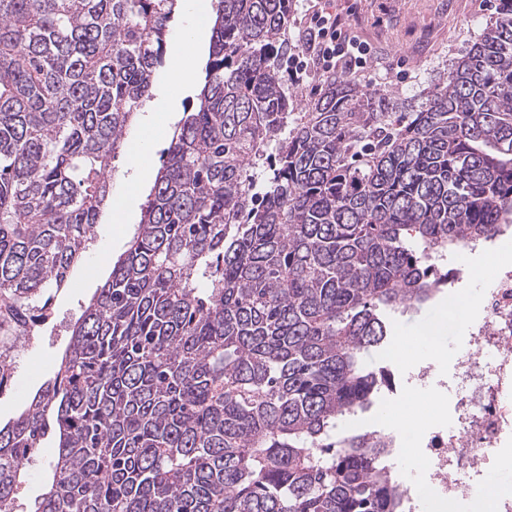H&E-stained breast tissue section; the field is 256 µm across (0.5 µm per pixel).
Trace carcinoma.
<instances>
[{"label":"carcinoma","mask_w":512,"mask_h":512,"mask_svg":"<svg viewBox=\"0 0 512 512\" xmlns=\"http://www.w3.org/2000/svg\"><path fill=\"white\" fill-rule=\"evenodd\" d=\"M177 0H0V374L112 197ZM292 0H219L137 232L53 374L0 420V512H399L370 431L394 313L431 255L512 225V0L425 101L329 77L298 106ZM56 448L50 442L42 445L36 454L37 462L31 468L28 476L21 484V497L23 502L33 503L35 498L42 494L44 486L43 469L47 462L54 456Z\"/></svg>","instance_id":"cac0c4a2"}]
</instances>
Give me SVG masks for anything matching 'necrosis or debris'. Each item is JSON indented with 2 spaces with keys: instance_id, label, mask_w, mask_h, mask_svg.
I'll list each match as a JSON object with an SVG mask.
<instances>
[{
  "instance_id": "necrosis-or-debris-1",
  "label": "necrosis or debris",
  "mask_w": 512,
  "mask_h": 512,
  "mask_svg": "<svg viewBox=\"0 0 512 512\" xmlns=\"http://www.w3.org/2000/svg\"><path fill=\"white\" fill-rule=\"evenodd\" d=\"M449 371L450 425L428 423L427 484L448 512L480 500L485 468L512 464V261L496 262ZM472 473L469 481L456 480Z\"/></svg>"
}]
</instances>
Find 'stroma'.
<instances>
[{"label":"stroma","mask_w":512,"mask_h":512,"mask_svg":"<svg viewBox=\"0 0 512 512\" xmlns=\"http://www.w3.org/2000/svg\"><path fill=\"white\" fill-rule=\"evenodd\" d=\"M335 4L340 11L349 14L359 38L375 51V60L368 63L373 75L372 86L380 88L396 102L420 94L424 88L439 82L448 64L469 49L494 12L493 0H335ZM191 21V15L183 12L171 23V39L165 65L153 91L154 98L146 102L136 126L127 135L128 151L146 144L144 160L155 168L160 167V152L170 139L169 114H182L185 107L191 106L196 93L195 87L183 86L173 79L182 64L177 51ZM165 94L173 102V112L154 107V99ZM134 231V225L120 223L114 224L111 230L99 231L91 253L75 271L69 288L56 297L49 329L26 344L16 369L15 387L0 397L1 419L16 412L28 395L51 375L68 341V321L80 315L83 303L93 294L106 258H117ZM492 251L489 258L481 255L459 258L457 264L463 274L449 291L440 292L429 306L413 317L397 318L391 324L392 337L404 339L418 336L420 329L433 321L445 326L446 335L439 341L432 358L436 368L435 382L446 380L448 366L463 336L462 323L452 319L453 296L463 297L467 318L476 316L475 305L488 281L493 260L512 258V236L497 240ZM393 376L395 383L404 387V395L384 393L370 411L348 416L339 422L336 433L341 436L353 429H370L383 422L390 410L399 409L408 425L401 435L403 453L397 466L413 482L416 501L423 505V512H436L425 487V472L415 462L424 433L414 427L413 421L427 391L407 384L406 370H394Z\"/></svg>","instance_id":"1"}]
</instances>
